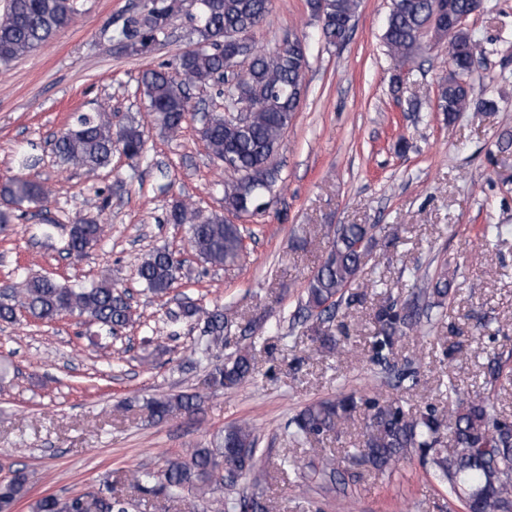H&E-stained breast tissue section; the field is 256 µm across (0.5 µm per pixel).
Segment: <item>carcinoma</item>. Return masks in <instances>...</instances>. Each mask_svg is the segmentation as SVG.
<instances>
[{
    "mask_svg": "<svg viewBox=\"0 0 512 512\" xmlns=\"http://www.w3.org/2000/svg\"><path fill=\"white\" fill-rule=\"evenodd\" d=\"M197 14L190 17L193 42L199 49L181 54L159 69L142 73L140 83L148 99V112L170 133L182 127L189 112L186 88L207 86L224 73L222 42L230 33L245 35L260 26L272 9V0H198ZM317 20L320 37L328 46L345 43L361 0H308ZM475 0H390L382 34L394 68L405 67L423 48L426 35L439 38L448 30L449 18L472 16ZM78 14L76 0H6L0 14V65L26 56L68 28ZM170 13L163 10L152 18L130 15L117 38L127 43L158 45L168 36ZM486 48L463 28L448 47V74L439 81L438 109L448 120L467 111L473 99L469 78L473 64ZM308 54L296 49L286 54L253 47L246 90L228 105L229 115L215 113L201 130L212 156L229 162L227 171L235 179L224 184V206L243 207L253 215L264 213L278 180L270 159L280 146L284 132L297 112L305 90ZM145 125L131 118L121 130L112 129V118L104 112L80 114L75 122L55 138L54 151L59 162L94 171L109 165L115 148L132 161L145 151ZM48 189L40 182L16 176L0 184V229L6 230L15 211L41 207ZM171 224L187 226L189 243L196 254L212 266L232 265L244 255L238 225L224 221L221 213L201 215L191 204L175 202L167 213ZM105 228L95 219L69 227L66 250L80 257L98 245ZM379 244L374 224H338L330 231L328 250L318 267L308 276L305 303L299 310L312 320L310 331L324 348H333L330 323L342 301L361 300L362 295H345L366 264L367 256ZM137 277L154 295H166L175 288L182 274V263L171 252L155 249L137 267ZM451 281L443 268L418 287L402 303L388 301L374 313L373 350L377 360L392 349L396 338L407 331L422 329L423 317L433 307H442ZM41 321H53L66 314L85 315L99 324L105 337L121 332L131 321V307L123 292L104 276L86 287H73L55 279L32 275L10 286L0 298V321L12 323L17 307ZM185 321H205L206 353L226 341L224 314L200 309L192 304L174 314ZM255 370L247 350H238L221 365L208 372V384L216 391L244 382ZM448 401L455 405L443 422L435 410L417 413L397 402H382L376 397L341 394L334 400H320L305 406L290 421L292 437L299 442L312 436L338 432L363 406L367 423L363 439L352 458L378 472L392 471L397 463L417 449L423 465L440 482L448 495L460 502L465 512H512V422L498 417L489 393L462 398L457 385L448 382ZM199 408L189 394L153 397L147 402L150 416L166 422ZM258 438L247 421L231 425L209 445L193 448L181 458L167 459L158 476H135L145 481L149 494H166L186 499V494H205L210 485L222 480L234 487L237 479L249 475L259 485L261 458ZM226 464L219 474L220 464ZM28 492V475L16 470L0 484V512H13ZM231 512H269L262 494L242 495L230 502Z\"/></svg>",
    "mask_w": 512,
    "mask_h": 512,
    "instance_id": "1",
    "label": "carcinoma"
}]
</instances>
